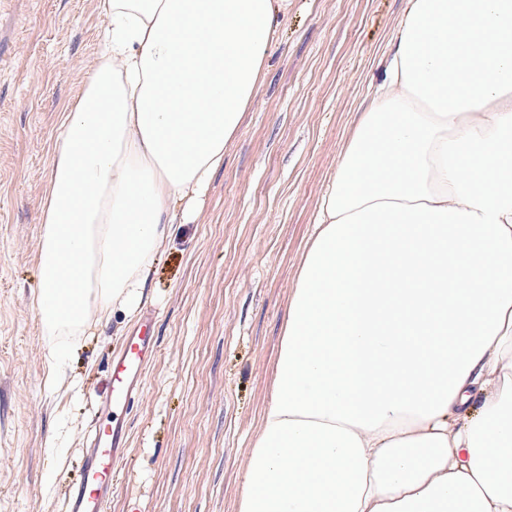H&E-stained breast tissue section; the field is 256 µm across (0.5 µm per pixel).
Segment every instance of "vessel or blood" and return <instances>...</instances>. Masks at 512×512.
Listing matches in <instances>:
<instances>
[{
	"label": "vessel or blood",
	"mask_w": 512,
	"mask_h": 512,
	"mask_svg": "<svg viewBox=\"0 0 512 512\" xmlns=\"http://www.w3.org/2000/svg\"><path fill=\"white\" fill-rule=\"evenodd\" d=\"M152 353V338L148 333L132 337L115 362L112 392L101 405L103 413L132 404L133 394L139 388V377ZM124 444L122 426L96 430L86 451V480L73 492L67 512H105L112 497L114 463Z\"/></svg>",
	"instance_id": "obj_1"
}]
</instances>
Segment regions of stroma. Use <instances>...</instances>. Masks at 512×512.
<instances>
[{"label":"stroma","mask_w":512,"mask_h":512,"mask_svg":"<svg viewBox=\"0 0 512 512\" xmlns=\"http://www.w3.org/2000/svg\"><path fill=\"white\" fill-rule=\"evenodd\" d=\"M406 7L289 0L224 165L173 225L141 306L90 324L54 371L35 307L39 203L104 17L101 0H0V512H66L110 363L146 318L157 351L116 416L128 441L110 512H237L318 199Z\"/></svg>","instance_id":"1"}]
</instances>
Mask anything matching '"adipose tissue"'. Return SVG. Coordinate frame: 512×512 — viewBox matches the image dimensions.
Here are the masks:
<instances>
[{"mask_svg": "<svg viewBox=\"0 0 512 512\" xmlns=\"http://www.w3.org/2000/svg\"><path fill=\"white\" fill-rule=\"evenodd\" d=\"M101 8L40 205L54 361L141 303L288 0ZM238 512H512V0H408L318 201Z\"/></svg>", "mask_w": 512, "mask_h": 512, "instance_id": "ef3b65f1", "label": "adipose tissue"}]
</instances>
